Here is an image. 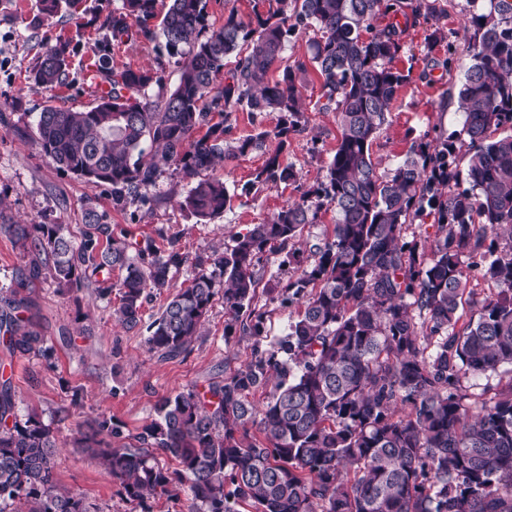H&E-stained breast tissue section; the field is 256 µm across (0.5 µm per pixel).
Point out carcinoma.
<instances>
[{
	"mask_svg": "<svg viewBox=\"0 0 512 512\" xmlns=\"http://www.w3.org/2000/svg\"><path fill=\"white\" fill-rule=\"evenodd\" d=\"M156 0H122L90 47L109 88L83 109L49 105L35 141L59 169L112 187V203L153 202L150 191L173 166L193 186L182 206L213 220L230 206L224 181L205 172L274 138L244 193L293 184L291 132L305 110L308 68L321 81L320 109L336 113V151L324 180L268 220L233 237L225 250L197 257L177 287L171 269L188 261L176 245L159 254L127 241L88 207V231L74 245L63 224L0 221V231L32 256L17 288L0 299V348L11 357L48 358L52 349L23 316L27 284L48 271L60 287L79 288L86 270L117 290L115 321L134 327L144 297L167 295L147 327L148 351L184 353L217 295L224 299V341L254 340L251 355L203 389L161 399L157 418L126 443L96 452L126 500H148L185 484L190 512H512V377L493 397L467 393L463 379L512 366V0H468L472 60L458 92L461 131L414 142L382 175L370 146L409 75L394 66L419 18L443 11L439 0H268L244 20L230 11L210 28L207 0H170L154 23ZM83 0H39L40 19L72 18ZM312 28L307 59L289 60L290 39ZM153 45L154 69L112 66V42ZM69 44L45 48L32 80L69 84ZM235 58L224 70V60ZM175 64L178 85L153 104ZM279 78L271 79L273 70ZM236 112H275L274 128L228 141ZM511 134L493 138L494 133ZM336 210L333 235L305 251L292 248L297 276L280 304L301 305L287 332L263 349L267 312L253 306L266 252L284 249ZM433 218L430 251L407 238L409 225ZM106 238L107 246L100 247ZM123 271L112 281L114 269ZM495 287L474 315L464 294L471 274ZM268 390L256 404L249 396ZM11 387L0 385V504L17 512H90L61 491L52 462L55 429L31 412L20 420ZM175 458L170 470L154 451Z\"/></svg>",
	"mask_w": 512,
	"mask_h": 512,
	"instance_id": "carcinoma-1",
	"label": "carcinoma"
}]
</instances>
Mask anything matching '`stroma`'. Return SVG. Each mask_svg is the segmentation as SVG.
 <instances>
[{
	"instance_id": "obj_1",
	"label": "stroma",
	"mask_w": 512,
	"mask_h": 512,
	"mask_svg": "<svg viewBox=\"0 0 512 512\" xmlns=\"http://www.w3.org/2000/svg\"><path fill=\"white\" fill-rule=\"evenodd\" d=\"M119 0H87L88 10L65 22L34 24L38 0H0V214L28 224L67 225L73 241H81L86 226L83 213L92 206L103 221L124 230L130 241L153 243L167 251L170 240L189 257L172 270L176 285L187 286L193 275L192 257L231 245L234 236L270 218L288 202L299 199L304 189L321 181L336 149L338 128L333 113L319 111L320 80L308 72L304 81L305 110L298 132L288 142V161L298 172L296 183L270 184L257 194H244V186L277 147L269 140L264 150L224 161L215 167L232 198L223 215L198 220L180 207L192 182L169 169L151 194L153 206L128 201L112 204V189L94 186L57 169L35 142L36 121L45 106L79 107L92 103L99 92L82 71L88 48L101 34L106 14ZM439 19L421 20L409 29L405 47L395 65L408 73L409 83L397 94L387 121L373 140L370 153L379 172L393 169L412 143L441 128L461 130L464 118L444 97L448 87L460 86L471 62L469 35L464 29L467 0H446ZM442 28L447 42L431 43L430 33ZM78 42L73 58L71 84L47 89L31 79L45 46L60 40ZM455 54H448V46ZM453 57L451 70L441 60ZM285 252H268L259 266L262 279L254 304L267 313V344L284 335L290 308L281 306L275 289L294 277ZM34 328L52 348L51 358L32 355L5 358L4 375L10 381L15 412L26 417L37 412L47 423H56L57 446L54 473L60 489L81 494L92 512H140L127 501L100 458L75 448L73 438L86 422L111 419L121 435L142 431L156 417L155 406L163 397L182 389L204 387L225 369L236 368L249 357L252 342L239 337L224 341V301L215 298L204 325L188 350L173 358L149 353L147 326L156 319L165 296L148 295L141 321L133 328L114 322L112 308L117 295H102L94 277L81 288H58L51 278L34 280L27 292Z\"/></svg>"
}]
</instances>
